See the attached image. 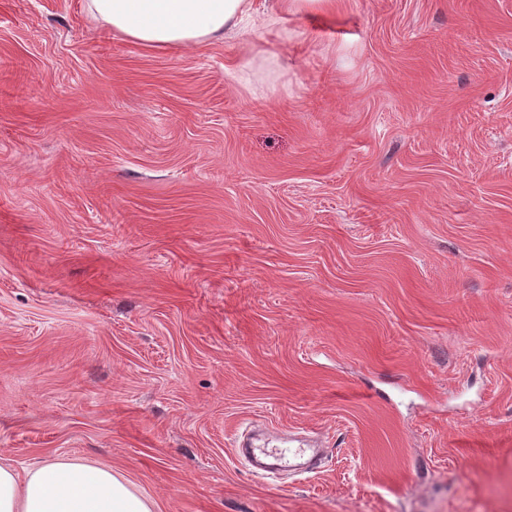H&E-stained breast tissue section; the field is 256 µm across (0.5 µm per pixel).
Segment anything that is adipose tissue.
<instances>
[{"label":"adipose tissue","mask_w":512,"mask_h":512,"mask_svg":"<svg viewBox=\"0 0 512 512\" xmlns=\"http://www.w3.org/2000/svg\"><path fill=\"white\" fill-rule=\"evenodd\" d=\"M340 0H86V9L113 32L155 50H181L231 41L245 22L260 25L261 41L245 42L228 75L248 86L258 74L276 77L272 42L287 38L285 19L298 13H332ZM0 512H154L112 468L81 459L38 464L25 476L0 464Z\"/></svg>","instance_id":"adipose-tissue-1"}]
</instances>
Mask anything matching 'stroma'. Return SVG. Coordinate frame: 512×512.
<instances>
[{"mask_svg":"<svg viewBox=\"0 0 512 512\" xmlns=\"http://www.w3.org/2000/svg\"><path fill=\"white\" fill-rule=\"evenodd\" d=\"M142 47L0 0V461L156 512H512V0ZM321 441L257 474L253 428ZM240 454L256 471L276 473L283 470L292 472H313L318 469L322 448L311 447H269L268 443H243Z\"/></svg>","mask_w":512,"mask_h":512,"instance_id":"35a3bbf8","label":"stroma"}]
</instances>
